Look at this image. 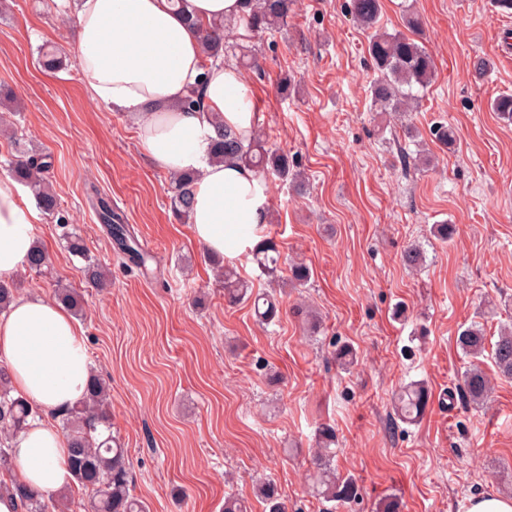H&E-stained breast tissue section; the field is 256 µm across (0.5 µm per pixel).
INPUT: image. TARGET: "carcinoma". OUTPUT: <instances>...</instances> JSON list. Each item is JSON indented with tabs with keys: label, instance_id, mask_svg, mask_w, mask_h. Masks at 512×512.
Masks as SVG:
<instances>
[{
	"label": "carcinoma",
	"instance_id": "carcinoma-1",
	"mask_svg": "<svg viewBox=\"0 0 512 512\" xmlns=\"http://www.w3.org/2000/svg\"><path fill=\"white\" fill-rule=\"evenodd\" d=\"M249 12L242 17L246 37L251 38L285 25L294 0H246ZM350 12L354 21L364 29H373L379 22L381 0H351ZM200 39L207 60L217 61L229 53L230 26L222 20L198 25ZM369 51L378 70L371 86L373 102L384 109L402 114L410 111L409 103L418 102L413 94L416 86L428 85L435 74L433 57L413 39L401 34L374 33ZM215 137L212 139L213 157L219 162L234 161L252 168L259 176L273 175L281 180L301 185L294 173V161L288 154L268 146L258 128H253L246 138L224 126V121L212 120ZM432 135L441 144L450 147L457 140V131L450 125L440 124ZM6 166L13 179L34 193L39 208L55 218L64 228L63 237L69 252L85 261L82 272L93 284L104 281L100 265L87 254L82 237L68 229L69 218L61 208L59 199L50 188L46 173L52 159L46 154L18 149L7 160ZM195 176L179 173L170 177V205L184 222H190L193 209ZM101 223L121 248L133 260L140 258L138 250L127 236L122 217L102 198L97 200ZM279 252L275 245L264 240L256 248L254 260L259 267L272 274L277 271ZM49 255L38 245L28 259L27 268L44 272L49 267ZM21 282L14 279L0 281V313L5 311L17 295ZM250 296L249 286L234 269L224 267V299L230 304ZM56 299L75 314L83 313V299L73 288H59ZM458 343L464 354L471 359L463 375L461 388L472 403L486 400L490 386L481 368L480 357L485 351L486 336L483 327L474 322L460 331ZM493 359L498 375L512 379V329H503L493 344ZM429 390L421 381L406 386L399 395L395 409L399 419L415 422L425 413L429 403ZM106 389L95 373H90L84 397L73 406L58 413L61 431L70 448L72 480L84 489L91 490L88 512H148L147 505L132 494V476L126 449L106 427ZM38 414V408L27 399L14 395L8 366L0 361V470H12V436L26 429L30 418ZM336 443L335 429L321 425L317 430L315 457L316 471L313 479L320 494L328 501L350 502L358 495V487L349 480L336 479L330 467ZM256 493L268 506L269 512H288V504L281 498L275 483L268 477L259 481ZM19 500L24 512H51L56 507L53 498L44 496L13 480L10 485L0 484V496Z\"/></svg>",
	"mask_w": 512,
	"mask_h": 512
}]
</instances>
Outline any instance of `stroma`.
I'll use <instances>...</instances> for the list:
<instances>
[{"mask_svg": "<svg viewBox=\"0 0 512 512\" xmlns=\"http://www.w3.org/2000/svg\"><path fill=\"white\" fill-rule=\"evenodd\" d=\"M350 2L297 0L287 25L252 40L261 68L245 77L258 126L306 185L299 194L266 182L262 235L278 245L277 278L251 254L233 262L254 289L274 290L279 314L265 325L251 303L225 302L133 118L91 98L72 13L58 0H0L9 119L27 149L51 155L47 179L71 228L111 274L109 287L86 284L81 259L44 214L36 234L50 271L25 273L21 290L83 294L90 366L109 388L111 431L149 512H221L230 493L266 512L252 490L259 476L274 479L288 512H379L388 498L401 512H467L473 499L512 497V379L483 358L492 393L467 403L459 384L469 359L457 343L471 323L492 340L512 323V122L491 110L512 94V8L381 0V30L405 32L412 9L414 39L436 63L410 117L413 137L372 102L371 33L353 22ZM48 44L65 51V69L41 68ZM440 123L456 128L453 147L433 140ZM100 198L149 252L146 264L100 224ZM435 224L454 226L450 241L431 234ZM412 245L422 252L414 270L403 261ZM297 260L312 272L302 288L289 281ZM345 344L358 354L347 370L333 357ZM418 380L431 399L420 423L407 424L393 396ZM325 422L336 429L337 476L359 488L339 507L312 478Z\"/></svg>", "mask_w": 512, "mask_h": 512, "instance_id": "obj_1", "label": "stroma"}]
</instances>
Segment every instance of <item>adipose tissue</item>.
Segmentation results:
<instances>
[{"instance_id": "adipose-tissue-1", "label": "adipose tissue", "mask_w": 512, "mask_h": 512, "mask_svg": "<svg viewBox=\"0 0 512 512\" xmlns=\"http://www.w3.org/2000/svg\"><path fill=\"white\" fill-rule=\"evenodd\" d=\"M243 0H78L74 16L81 71L93 97L134 117L142 146L156 166L197 176L191 232L217 257L251 251L267 224V194L257 175L237 162L210 159L214 129L209 114L239 133L258 122L243 74L205 63L198 24L237 20ZM203 91V109L184 100ZM37 213L19 185L0 178V278L23 271L36 242ZM0 359L17 395L42 410L13 441L19 479L42 492L70 481L67 442L50 419L78 402L90 371L83 332L68 310L37 294L14 298L0 314Z\"/></svg>"}]
</instances>
